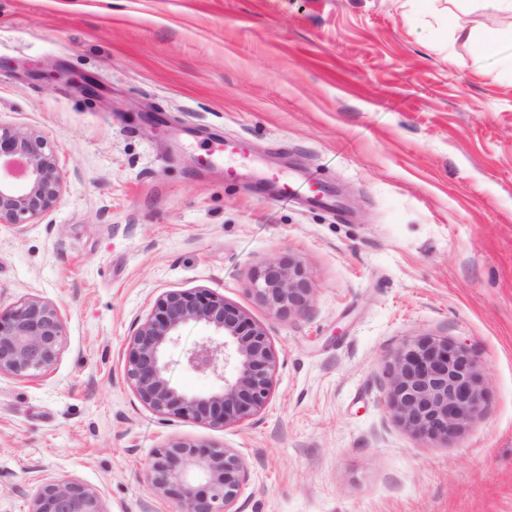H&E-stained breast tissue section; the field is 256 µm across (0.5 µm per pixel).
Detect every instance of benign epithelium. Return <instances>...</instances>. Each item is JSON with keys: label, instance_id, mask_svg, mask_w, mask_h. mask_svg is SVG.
Here are the masks:
<instances>
[{"label": "benign epithelium", "instance_id": "obj_1", "mask_svg": "<svg viewBox=\"0 0 512 512\" xmlns=\"http://www.w3.org/2000/svg\"><path fill=\"white\" fill-rule=\"evenodd\" d=\"M63 176L56 147L41 132L0 124V224H35L62 201ZM268 308L286 317L305 312L314 288L298 263H271L251 281ZM202 324L211 335L186 351L193 370L221 379L207 394L172 386L164 355L183 328ZM66 316L55 304L27 297L0 311V376L29 379L52 371L65 337ZM277 358L265 328L245 311L206 289L170 290L154 312L136 324L125 346L124 376L136 398L163 416L192 418L210 427L243 422L269 404ZM387 407L421 439L447 441L483 412L484 375L463 346L424 336L396 350L385 367ZM206 480L207 490L195 485ZM232 450L172 439L146 468L148 483L178 499L179 512H242L246 481ZM30 512H105L99 495L70 478L47 479Z\"/></svg>", "mask_w": 512, "mask_h": 512}]
</instances>
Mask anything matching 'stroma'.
<instances>
[{
    "label": "stroma",
    "instance_id": "obj_1",
    "mask_svg": "<svg viewBox=\"0 0 512 512\" xmlns=\"http://www.w3.org/2000/svg\"><path fill=\"white\" fill-rule=\"evenodd\" d=\"M450 12L512 37L476 0H0V123L48 137L64 182L40 223L0 224V308L36 296L67 318L49 375L0 377V512L53 477L106 512H179L145 478L174 438L242 459V512H512V66L453 40ZM218 136L340 209L201 168ZM272 261L303 266L308 311L250 288ZM192 288L276 352L243 423L165 418L124 380L133 326ZM208 333L169 348L178 390L217 387L185 361ZM423 336L485 376L482 415L446 442L387 408L385 364Z\"/></svg>",
    "mask_w": 512,
    "mask_h": 512
}]
</instances>
